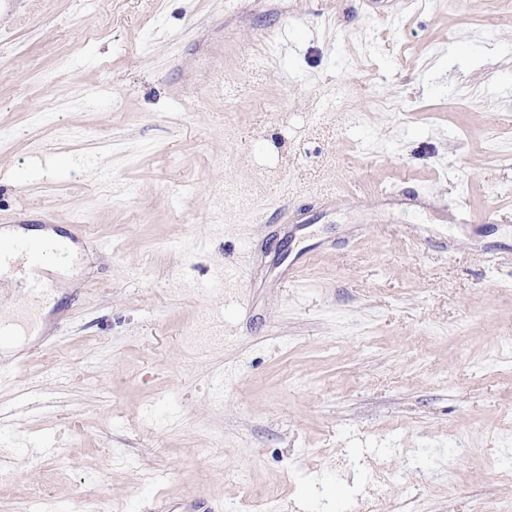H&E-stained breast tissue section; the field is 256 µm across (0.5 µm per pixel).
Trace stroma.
Returning <instances> with one entry per match:
<instances>
[{
  "label": "stroma",
  "mask_w": 512,
  "mask_h": 512,
  "mask_svg": "<svg viewBox=\"0 0 512 512\" xmlns=\"http://www.w3.org/2000/svg\"><path fill=\"white\" fill-rule=\"evenodd\" d=\"M510 119L495 0H0V512H512ZM5 224H2L4 228ZM0 227V256L7 258L19 254L28 259L29 267L27 273V291L32 299L43 298L50 288V283L43 275L41 264L47 258V251L41 242L44 237L43 231L29 230L28 238L6 236ZM32 240V241H31ZM34 241V242H33Z\"/></svg>",
  "instance_id": "35a3bbf8"
}]
</instances>
